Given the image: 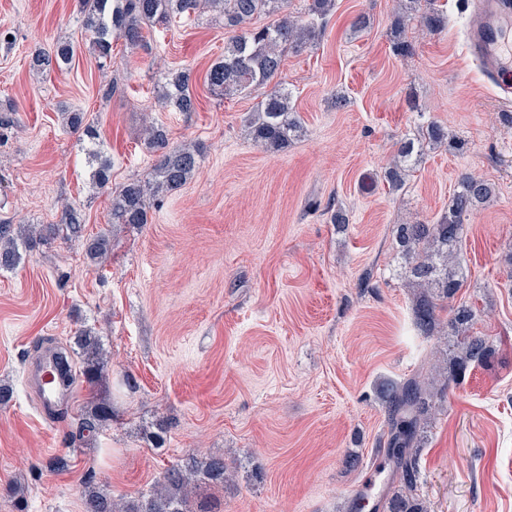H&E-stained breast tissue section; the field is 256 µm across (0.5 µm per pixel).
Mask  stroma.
Returning <instances> with one entry per match:
<instances>
[{
  "label": "stroma",
  "mask_w": 512,
  "mask_h": 512,
  "mask_svg": "<svg viewBox=\"0 0 512 512\" xmlns=\"http://www.w3.org/2000/svg\"><path fill=\"white\" fill-rule=\"evenodd\" d=\"M466 2L433 0L447 27L412 28L399 54L398 0H336L318 42L284 59L303 130L272 153L246 124L260 90L226 99L204 82L232 35L223 21L204 13L153 28L147 50L115 42L103 65L76 0H0V222L56 224L70 203L85 237L112 234L103 265L58 238L0 269V384L12 391L0 405V512H84L89 485L134 498L191 453L233 463L213 491L221 512H355L366 476L369 503L383 504L378 388L454 353L453 337L415 327L394 229L436 222L464 174L495 197L465 223L456 300L477 310L473 330L495 356L433 410L419 495L428 512H512V104L472 61ZM360 13L370 23L351 31ZM62 38L77 46L70 68L32 72V51ZM167 68L190 70L196 111L161 103ZM65 107L94 120L113 184L150 171L148 121L170 144H200V166L152 198L148 223L111 225V198L92 187L87 141L66 127ZM432 120L461 149H428L391 190L384 175L401 141ZM337 210L347 224L332 223ZM82 326L110 355L100 391L114 420L93 439L77 434L83 378L48 419L26 375L37 344L69 348Z\"/></svg>",
  "instance_id": "1"
}]
</instances>
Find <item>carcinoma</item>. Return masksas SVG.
Returning <instances> with one entry per match:
<instances>
[{
    "label": "carcinoma",
    "instance_id": "carcinoma-1",
    "mask_svg": "<svg viewBox=\"0 0 512 512\" xmlns=\"http://www.w3.org/2000/svg\"><path fill=\"white\" fill-rule=\"evenodd\" d=\"M421 0H409L400 7L392 26L394 50L405 52L409 23L420 10ZM224 18V27L236 31L224 44V57L206 72L209 91L217 96H233L251 87H267L255 105L249 119L252 139L269 152L287 148L302 129L301 119L293 104L292 92L278 80L284 56L299 52L319 40L322 22L331 14L335 0H306V20L288 14V0H77L82 25L90 34L89 50L98 59L112 57L113 43L121 40L130 49H147L145 31L167 26L173 18L189 17L200 6ZM262 15L277 16L273 22L256 26L253 20ZM419 23L430 30H442L447 20L431 10L419 16ZM75 55L70 40L55 43L52 51H35L30 57V69L44 74L54 68L63 69ZM159 99L179 112H194L197 99L191 85V73L169 71ZM67 127L89 140L99 138L97 128L78 109L65 110ZM145 144L157 154L150 172L143 178L132 179L112 187V162L94 149L88 150L89 163H97L92 171L93 184L112 194L110 211L113 224L148 223V198L184 186L200 164L201 152L196 145H171L166 130L155 124L145 129ZM450 142L443 127L436 121L427 124L420 139H408L398 148L400 163L389 168L385 179L394 190L404 187L406 177L424 157L426 147ZM495 189L488 181L465 174L448 211L434 223L398 224L395 240L407 265L408 278L417 289L413 299L415 324L421 335L428 338L448 327L460 337L453 356L455 373L437 370L430 374L418 372L401 383L388 382L381 386L380 396L386 405L388 431L379 439L385 458L391 466L393 489L385 497L383 507L388 512H424V506L414 497L420 478L416 440L427 426L429 411L440 404L449 384L472 365H484L492 356L491 346L482 336L470 333L477 311L461 303L448 308L464 285V273L458 260L465 220L477 208L489 203ZM67 238L84 239L85 221L81 211L73 206L63 214ZM56 234L53 224H30L14 227L0 224V269L17 266L23 254L33 250ZM112 251L108 233H100L86 242V255L96 264L103 263ZM451 310L452 317L444 322L439 313ZM72 352L82 360V375L88 384L91 407L79 420V434L94 436L112 421V403L98 398V378L105 366L104 352L98 337L89 329H79L72 337ZM229 478L222 456L200 459L188 455L167 468L157 480L155 489L134 500H115L106 493L90 489L86 493L85 512H208L209 490L224 486Z\"/></svg>",
    "mask_w": 512,
    "mask_h": 512
}]
</instances>
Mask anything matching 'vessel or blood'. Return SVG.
<instances>
[{
    "label": "vessel or blood",
    "instance_id": "b4317fda",
    "mask_svg": "<svg viewBox=\"0 0 512 512\" xmlns=\"http://www.w3.org/2000/svg\"><path fill=\"white\" fill-rule=\"evenodd\" d=\"M467 37L470 52L499 99L512 102V0H470ZM59 360L56 353H44L35 364L39 373L37 397L43 411L53 409L64 395L54 379Z\"/></svg>",
    "mask_w": 512,
    "mask_h": 512
}]
</instances>
